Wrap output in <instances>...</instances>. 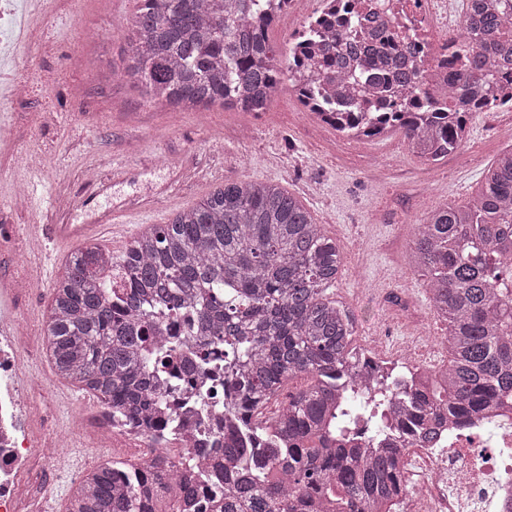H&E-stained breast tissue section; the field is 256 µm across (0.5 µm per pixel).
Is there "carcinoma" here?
<instances>
[{"label":"carcinoma","instance_id":"cac0c4a2","mask_svg":"<svg viewBox=\"0 0 512 512\" xmlns=\"http://www.w3.org/2000/svg\"><path fill=\"white\" fill-rule=\"evenodd\" d=\"M458 38L466 68L439 99L397 60V34L376 50L358 40L375 13L352 5L306 25L286 52L268 42L279 17L273 0H138L127 20V64L120 77L158 105L186 111L219 105L264 112L283 84L335 131L360 140L398 132L428 162L461 151L469 123L496 107L493 57L512 62V0H472ZM316 79L297 82L303 69ZM412 268L424 277L431 307L446 325L448 367L438 378L398 390L396 368L362 370L355 323L328 289L345 267L340 244L301 201L276 184L226 181L166 224L141 233L119 257L94 243L72 253L53 299L44 344L56 373L92 394L155 440L177 425L161 419L152 376L173 367L178 342L151 341L159 319L185 298L196 303L203 346L224 345L234 424L224 427V457L237 471L224 480V512H301L316 494L336 512H381L409 492L399 448L364 459L343 443L352 433L385 441L379 413L396 407L409 443L430 440L446 418L458 427L512 392V148L488 169L481 191L434 209L414 227ZM306 387L268 423L258 411L289 381ZM195 458L137 471L162 497ZM112 461L87 474L67 512H147L116 484Z\"/></svg>","mask_w":512,"mask_h":512}]
</instances>
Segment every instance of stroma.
Here are the masks:
<instances>
[{
    "label": "stroma",
    "instance_id": "1",
    "mask_svg": "<svg viewBox=\"0 0 512 512\" xmlns=\"http://www.w3.org/2000/svg\"><path fill=\"white\" fill-rule=\"evenodd\" d=\"M137 7V0H85L76 13L60 0L40 20L50 47L35 65L0 59V123L10 136L0 146V209L13 202L11 176L38 186L36 203L0 229V273L11 276L17 265L37 264L38 255L7 246L26 237L28 225L89 224L112 209L116 228L91 240L119 256L146 228L168 223L174 212L195 205L224 180L270 182L297 195L328 236L356 245L351 264L328 293L354 316L358 345L376 336L392 347L410 328L439 335L442 325L424 280L407 265L412 227L434 208L480 191L484 169L508 147L499 138L496 113L474 119L467 148L444 168L422 164L399 136L362 143L363 151L388 168L382 179L367 178L360 168L337 164L329 149L335 131H313L293 120L300 106L289 88L279 90L263 112L219 106L178 112L150 103L140 88L118 76L126 49L123 27ZM17 82L30 84L29 99L10 97ZM87 100L94 105L89 114L82 111ZM29 153L43 157L46 167L27 169ZM92 171L109 183L107 195H98L89 182ZM55 194L83 198L87 206L58 213L50 205ZM51 252L54 267L42 288L0 297V314L12 320L13 333L30 336L42 329L72 248L60 244ZM44 401L49 427L74 439L97 404L60 378ZM124 455L121 448L71 449L68 464L46 466L36 512H65L84 474Z\"/></svg>",
    "mask_w": 512,
    "mask_h": 512
}]
</instances>
